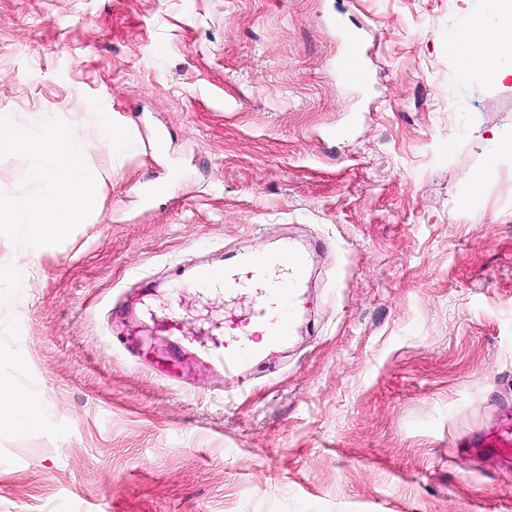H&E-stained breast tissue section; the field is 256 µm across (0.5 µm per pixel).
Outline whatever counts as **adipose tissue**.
Returning a JSON list of instances; mask_svg holds the SVG:
<instances>
[{
    "mask_svg": "<svg viewBox=\"0 0 512 512\" xmlns=\"http://www.w3.org/2000/svg\"><path fill=\"white\" fill-rule=\"evenodd\" d=\"M486 20L479 15L468 16L460 30L452 50L463 70L477 73L494 83H503L512 73L497 63L499 47L512 42V18L497 29L496 37L485 34ZM41 423L39 412L30 404L27 396L18 390L0 389V427L34 428Z\"/></svg>",
    "mask_w": 512,
    "mask_h": 512,
    "instance_id": "1",
    "label": "adipose tissue"
}]
</instances>
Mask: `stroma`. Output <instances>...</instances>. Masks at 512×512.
Here are the masks:
<instances>
[{
	"instance_id": "obj_1",
	"label": "stroma",
	"mask_w": 512,
	"mask_h": 512,
	"mask_svg": "<svg viewBox=\"0 0 512 512\" xmlns=\"http://www.w3.org/2000/svg\"><path fill=\"white\" fill-rule=\"evenodd\" d=\"M487 4L0 0V116L95 97L138 141L0 301V387L45 413L0 430V512H512L461 448L512 401V78L448 50ZM283 240L315 260L276 373L172 383L113 344L135 298L206 344L252 297L173 269Z\"/></svg>"
}]
</instances>
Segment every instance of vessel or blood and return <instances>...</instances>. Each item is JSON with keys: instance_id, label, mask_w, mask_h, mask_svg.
<instances>
[{"instance_id": "1", "label": "vessel or blood", "mask_w": 512, "mask_h": 512, "mask_svg": "<svg viewBox=\"0 0 512 512\" xmlns=\"http://www.w3.org/2000/svg\"><path fill=\"white\" fill-rule=\"evenodd\" d=\"M312 260L309 250L285 242L271 252L232 257L222 267L195 265L193 280L197 287H220L228 293L251 289L256 293L247 315L225 318L223 329L205 349V356L230 375L255 367L271 370L274 357L292 334L294 316L303 305V288ZM153 324L156 334L167 337L173 349L178 350V357L145 352L131 337L123 338V348L164 378L179 380L194 360L193 355L181 350L180 315L168 309L154 315ZM463 446L470 456H492L511 464L512 407H503L492 425L474 432Z\"/></svg>"}]
</instances>
